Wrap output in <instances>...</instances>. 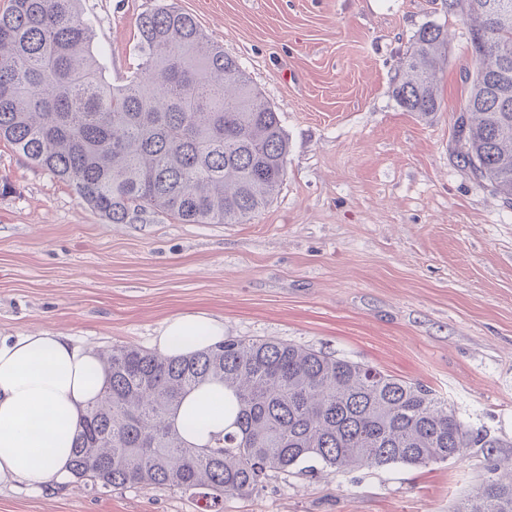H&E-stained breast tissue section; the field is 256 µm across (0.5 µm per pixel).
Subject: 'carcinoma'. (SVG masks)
I'll return each mask as SVG.
<instances>
[{
    "label": "carcinoma",
    "instance_id": "carcinoma-1",
    "mask_svg": "<svg viewBox=\"0 0 512 512\" xmlns=\"http://www.w3.org/2000/svg\"><path fill=\"white\" fill-rule=\"evenodd\" d=\"M448 0L470 21L475 69L456 120L465 164L512 200V15ZM80 0H7L0 9V142L50 171L112 224L149 212L184 224H245L278 193L288 137L279 113L196 19L167 5L144 15L134 71L114 85L92 50ZM447 34L422 28L393 87L408 112L440 111ZM105 387L82 415L69 470L94 488L226 497L265 490L309 462L427 466L475 436L448 403L372 366L276 339H226L190 354L128 345L101 354ZM203 385L224 388L210 416H178ZM457 512H512V461L495 462Z\"/></svg>",
    "mask_w": 512,
    "mask_h": 512
}]
</instances>
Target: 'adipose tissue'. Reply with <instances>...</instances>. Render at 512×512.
<instances>
[{
	"label": "adipose tissue",
	"instance_id": "obj_1",
	"mask_svg": "<svg viewBox=\"0 0 512 512\" xmlns=\"http://www.w3.org/2000/svg\"><path fill=\"white\" fill-rule=\"evenodd\" d=\"M223 338L221 321L195 312L170 318L154 342L185 354ZM104 379L97 353L67 337L41 330L0 339V485L40 486L67 475L76 427Z\"/></svg>",
	"mask_w": 512,
	"mask_h": 512
}]
</instances>
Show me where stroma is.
<instances>
[{
	"instance_id": "1",
	"label": "stroma",
	"mask_w": 512,
	"mask_h": 512,
	"mask_svg": "<svg viewBox=\"0 0 512 512\" xmlns=\"http://www.w3.org/2000/svg\"><path fill=\"white\" fill-rule=\"evenodd\" d=\"M192 14L280 114L285 180L245 224L149 215L110 224L68 183L0 143V338L48 330L97 351L153 349L205 311L237 338H275L429 387L494 451L427 466L272 475L224 512H453L512 459V205L458 157L473 70L447 0H81L107 79L135 63L140 17ZM448 34L441 108L392 89L421 28ZM0 512H201L156 487L70 478L0 486Z\"/></svg>"
}]
</instances>
